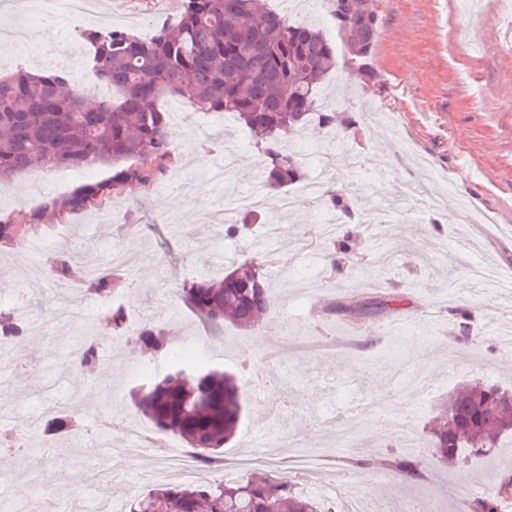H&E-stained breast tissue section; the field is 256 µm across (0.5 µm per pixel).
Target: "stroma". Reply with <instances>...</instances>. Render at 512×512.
<instances>
[{
	"mask_svg": "<svg viewBox=\"0 0 512 512\" xmlns=\"http://www.w3.org/2000/svg\"><path fill=\"white\" fill-rule=\"evenodd\" d=\"M43 0H0V20L20 32L45 27L56 41L45 47L10 35L0 36V65L10 66L8 49L23 55V69L63 67L81 86L95 85L82 29H127L152 36L158 20L176 22L181 0H98L95 14L47 11ZM334 0L288 11L291 23L324 29L336 48V68L319 88L325 108L350 121L336 127L337 146L327 169L305 160L308 178L325 177L328 190L352 196L357 207L387 208L392 223L371 231L354 225L352 248L364 257L378 247L409 242L388 269L356 275L333 267L321 245L319 224L325 206L307 202L282 218L271 236L263 224L224 237L207 215L228 194L259 193L277 203L262 174V157L249 131L238 122L172 116L174 97L160 107L171 115L178 163L161 181L134 183L105 204L78 214L40 210L47 199L66 200L77 182L65 170L37 169L0 183V219L18 229L13 242L0 243V304H15L27 316L53 313L54 283L33 285L34 259L59 246L78 251L140 249L145 260L132 270L123 290L104 300L87 296L72 317L52 326L49 335L24 341L21 355L30 373L0 394V416L16 428L33 426L39 409L64 403L83 420L105 414L113 404L134 412L132 389L143 385L148 362L132 350L111 348L100 334L107 305H121L141 321L166 323L172 344L204 336L207 366L236 375L247 393L246 416L224 458H248L249 474L275 467L299 470L300 491L335 486L357 490L367 502L416 501L431 512H469L475 497L512 478V447L491 456L449 466L431 456L430 422L458 386L474 381L512 385V347L499 344L493 324L512 311V50L501 41L506 15L495 0L479 12L463 0H366L377 33L360 65L333 16ZM233 135L235 165L226 183L201 173L221 164L223 145L210 136L219 129ZM481 221L456 222L460 207ZM275 259L270 286L279 300L274 314L248 330L230 322H204L179 295L180 282L220 276L222 261ZM395 299V308L346 314L348 298ZM472 310L474 342L454 340L453 309ZM99 334L108 351L112 378L76 371L70 343ZM420 346L424 361L409 357ZM415 432L419 445L409 456L426 461L416 483L394 474L345 465L344 457L370 458L403 449L400 427ZM111 455L62 442L53 453L29 450L30 474L45 481L66 473L115 478L116 500L141 493V475L159 474L160 451L133 457L113 439ZM68 458L70 469L59 466Z\"/></svg>",
	"mask_w": 512,
	"mask_h": 512,
	"instance_id": "stroma-1",
	"label": "stroma"
}]
</instances>
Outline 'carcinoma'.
I'll return each mask as SVG.
<instances>
[{
	"instance_id": "obj_1",
	"label": "carcinoma",
	"mask_w": 512,
	"mask_h": 512,
	"mask_svg": "<svg viewBox=\"0 0 512 512\" xmlns=\"http://www.w3.org/2000/svg\"><path fill=\"white\" fill-rule=\"evenodd\" d=\"M334 16L351 27L358 51L375 34L374 14L364 0H337ZM79 37L91 48V72L108 94L95 109L86 107L81 88L63 69L33 74L19 69L0 76V181L29 169L112 168L109 182L74 192L68 209L77 211L121 194L135 182L163 178L174 163V133L158 101L177 96L207 115L234 114L257 137L269 186L281 190L305 179L297 152L282 136L316 115L336 127V111L315 112L319 80L336 67V49L315 27L293 25L266 0H182L174 27L158 26L148 39L121 29H85ZM137 164L129 163L131 159ZM83 256L64 250L45 270L68 280ZM115 270L102 264L86 292L102 298L119 286ZM184 300L211 322L229 319L251 328L274 309L265 264L232 262L224 277H201L182 284ZM107 327L142 353L164 351L170 340L164 324L150 321L127 332L124 308L109 311ZM25 338L23 326L0 312V341ZM97 345L86 339L78 370L95 373ZM134 405L161 436L173 435L195 450L205 468L224 465L221 448L236 433L245 394L223 371L193 373L179 368L132 394ZM78 428L65 412L45 418L38 431L41 448L56 445ZM433 457L444 463L488 456L512 439V391L474 381L454 391L430 433ZM353 467L396 472L411 481L423 477L420 464L391 453L373 461L345 458ZM512 497V478L475 499L471 512H503ZM125 512H336V506L299 491L286 476L224 480L150 489L125 504Z\"/></svg>"
}]
</instances>
